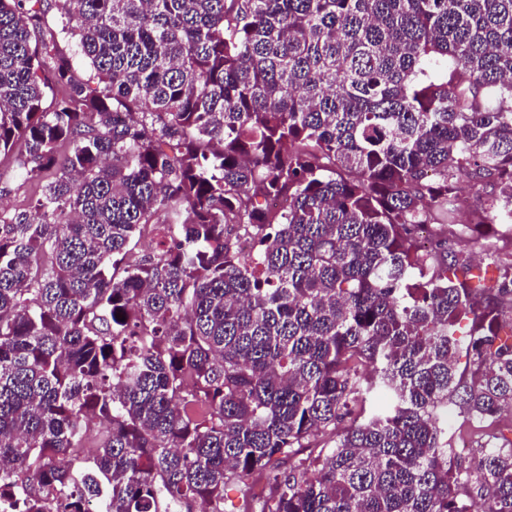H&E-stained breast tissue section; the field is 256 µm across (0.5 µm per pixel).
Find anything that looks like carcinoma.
Instances as JSON below:
<instances>
[{"instance_id":"cac0c4a2","label":"carcinoma","mask_w":512,"mask_h":512,"mask_svg":"<svg viewBox=\"0 0 512 512\" xmlns=\"http://www.w3.org/2000/svg\"><path fill=\"white\" fill-rule=\"evenodd\" d=\"M41 2L0 0V512H512V258L448 245L462 174L512 240V0H64L87 78ZM36 188L30 183H24L22 177L15 171L8 160L0 163V194L9 208H25L29 198ZM482 423L477 421H466L462 416L456 414L448 417V433L453 434V442L458 455V461L467 465L472 453L479 448L481 436L485 430ZM462 441L468 443V447L464 451L458 448V444Z\"/></svg>"}]
</instances>
